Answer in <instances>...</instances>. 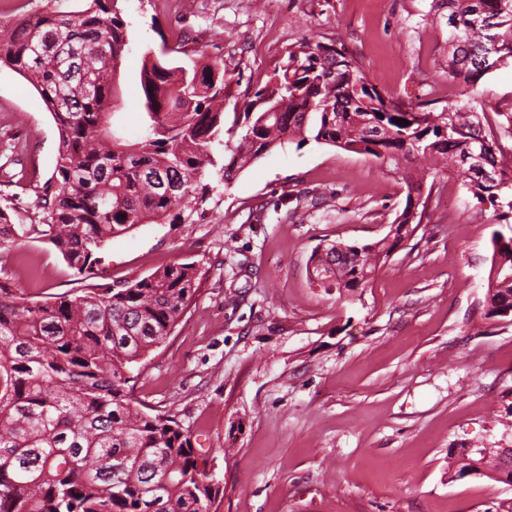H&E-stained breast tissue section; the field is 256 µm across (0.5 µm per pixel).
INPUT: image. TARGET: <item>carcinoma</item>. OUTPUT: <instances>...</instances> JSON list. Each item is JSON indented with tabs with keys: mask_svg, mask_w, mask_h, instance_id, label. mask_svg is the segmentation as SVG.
<instances>
[{
	"mask_svg": "<svg viewBox=\"0 0 512 512\" xmlns=\"http://www.w3.org/2000/svg\"><path fill=\"white\" fill-rule=\"evenodd\" d=\"M118 2L86 0L81 11L0 24V64L35 87L59 135L55 169L37 194L39 223L15 224L1 208L0 253L47 242L70 268L96 274L112 238L200 209L222 131L226 184L293 139L368 155L401 176L406 205L382 239L346 246L335 269V245L311 255L315 275L339 289L368 282L429 218L434 185L426 182L446 167L463 176L478 204L512 219V156L482 134L477 113L389 95L342 44L300 43L227 129L222 64L188 69L148 53L140 71L143 135L127 140L114 104L128 49ZM432 12V22L449 28L448 79L473 88L489 74L480 17L495 18L496 40L512 59V0H432ZM492 243L486 302L490 316L504 318L512 309V235L497 231ZM198 285L196 265L176 263L123 288L38 303L0 278V512H212L219 487L189 432L140 409L130 386L133 367L166 342ZM493 465L454 458L448 475L462 479Z\"/></svg>",
	"mask_w": 512,
	"mask_h": 512,
	"instance_id": "cac0c4a2",
	"label": "carcinoma"
}]
</instances>
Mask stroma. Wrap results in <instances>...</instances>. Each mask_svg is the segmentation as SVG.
Masks as SVG:
<instances>
[{"mask_svg":"<svg viewBox=\"0 0 512 512\" xmlns=\"http://www.w3.org/2000/svg\"><path fill=\"white\" fill-rule=\"evenodd\" d=\"M129 35L119 108L142 134L145 53L174 50L224 65V111L263 89L288 53L341 42L391 96L467 103L512 152V62L469 94L443 73L448 29L431 0H121ZM58 130L38 92L0 67V207L37 223L35 189L52 175ZM216 164L202 213L114 237L99 274L70 269L50 244L0 254L31 300L123 287L195 263L198 291L167 342L133 371V394L175 416L220 488L214 512H512V485L448 478V453L512 446V320L486 304L499 224L457 173L444 174L430 219L351 295L313 283L311 254L383 238L406 186L373 158L289 142L230 184Z\"/></svg>","mask_w":512,"mask_h":512,"instance_id":"1","label":"stroma"}]
</instances>
